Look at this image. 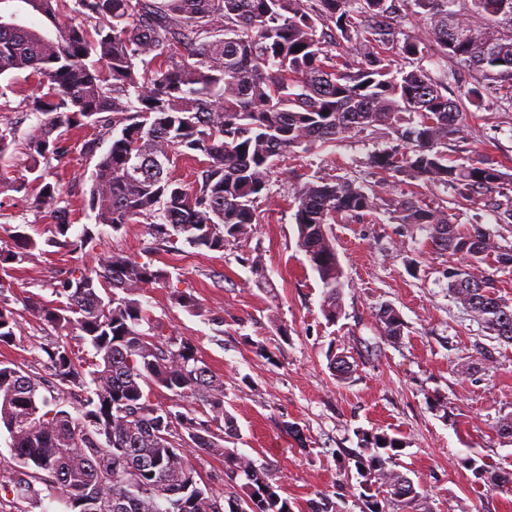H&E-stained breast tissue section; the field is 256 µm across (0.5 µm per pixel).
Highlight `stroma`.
Returning <instances> with one entry per match:
<instances>
[{
    "instance_id": "stroma-1",
    "label": "stroma",
    "mask_w": 512,
    "mask_h": 512,
    "mask_svg": "<svg viewBox=\"0 0 512 512\" xmlns=\"http://www.w3.org/2000/svg\"><path fill=\"white\" fill-rule=\"evenodd\" d=\"M0 86V127H13L12 144L0 155V239L18 227L38 243L11 272L7 297L22 312L27 299H51L54 283L76 261L51 245L55 220L37 207L34 192L14 189L31 165L27 143L38 118L28 98L35 81L15 72L0 77ZM471 112L465 138L452 142L449 154L459 163L478 158L497 167L506 175L504 192L512 195V109L488 90ZM94 137L100 151H107L111 136H98L90 126L70 129L63 141L66 154L45 166L66 192L71 236L91 228L94 254L119 249L168 271L167 283L141 294L143 306L158 333L194 340L199 356L223 378L224 407L238 428L225 438V447L264 466L294 512H304L316 493H334L342 483L350 490L342 512H362L358 480L345 464L365 431L402 439L395 468L424 488L418 512H512V491L475 481L470 470L475 460L512 472V443L495 429L512 418V346L495 340L449 293L446 273L459 257L434 250L423 228L397 223L383 208L360 221L337 217L330 234L347 279L345 314L331 325L321 312V283L297 246L288 187L314 175L375 181L368 157L376 140L356 133L281 158L267 196L256 203L262 220L254 235L216 251L181 241L157 243L143 223L118 233L96 224L84 205L96 161L81 152L83 142ZM411 191L427 204L450 202L453 218L480 222L492 244L512 241V226L496 223L483 200L458 203L445 186L398 181L387 194ZM257 261L266 274L262 285L252 272ZM177 291L190 294L196 309L175 304ZM385 304L405 323L395 343L379 335L375 314ZM49 341L42 324L22 312L15 341L0 345V361L47 376L41 348ZM331 348L347 355L353 366L349 380L331 374ZM290 422L305 447L288 433ZM9 443L1 428L0 512H61L51 490H43L35 509L14 495Z\"/></svg>"
}]
</instances>
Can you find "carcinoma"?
Segmentation results:
<instances>
[{"label":"carcinoma","mask_w":512,"mask_h":512,"mask_svg":"<svg viewBox=\"0 0 512 512\" xmlns=\"http://www.w3.org/2000/svg\"><path fill=\"white\" fill-rule=\"evenodd\" d=\"M420 34L399 39V0H37L33 11L53 24L48 36L23 24L0 25V76L27 71L38 92L31 111L44 115L28 146L34 178L15 182L21 192L37 185L39 208L52 213L57 237L49 243L89 255V229L68 237L65 191L46 181L40 162L63 156L64 132L112 126L116 135L95 164L86 207L118 233L139 219L170 244L222 250L252 236L255 202L269 186L281 157L350 134L381 130L405 143L370 156L377 183L313 176L290 184L298 247L322 284V312L334 324L344 314V271L329 225L340 214L377 212L393 179L453 188L456 197H488L498 224H512V198L493 191L504 173L481 160L455 164L448 145L469 127L468 108L448 97V71L398 66L389 50L420 60L434 48L474 73L464 92L480 105L492 88L512 104V0H411ZM64 15L67 21L59 22ZM350 44L353 62L334 53ZM299 51H294L295 46ZM416 114L415 121L411 115ZM196 162L193 180L175 176L178 157ZM393 218L426 228L434 249L469 262L494 253L498 269H512V244L494 247L479 228L448 217L415 196L389 199ZM37 242L14 231L0 250V265L21 262ZM167 271L120 250L92 257L53 288L55 299L25 304L29 315L55 332L42 348L52 379L25 375L0 362V427L10 439L14 491L38 502L36 484L56 493L67 512H293L281 487L254 460L222 444L236 433L224 409V381L198 356L194 342L161 337L138 299L164 283ZM491 277L476 278L461 265L448 270V289L474 321L512 344V304ZM380 337L395 343L404 332L396 309L376 313ZM19 313L0 282V344L16 337ZM89 344L76 352L69 333ZM339 380L352 365L328 352ZM46 390L45 396L41 390ZM155 390L171 404L155 402ZM206 410V419L186 406ZM222 458L224 475L244 480L241 493L213 491L185 447ZM403 447L385 433H365L353 456L364 512H383L373 482L390 503L415 512L423 494L378 449ZM476 480L512 486L485 465L472 464ZM307 512H341L326 493Z\"/></svg>","instance_id":"1"}]
</instances>
